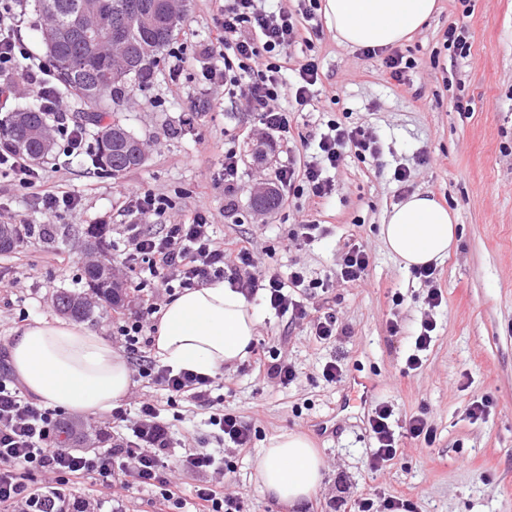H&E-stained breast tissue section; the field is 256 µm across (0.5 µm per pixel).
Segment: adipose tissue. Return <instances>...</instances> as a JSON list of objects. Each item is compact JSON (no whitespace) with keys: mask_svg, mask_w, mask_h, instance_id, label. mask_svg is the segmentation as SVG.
Here are the masks:
<instances>
[{"mask_svg":"<svg viewBox=\"0 0 512 512\" xmlns=\"http://www.w3.org/2000/svg\"><path fill=\"white\" fill-rule=\"evenodd\" d=\"M438 9V0H325L337 38L354 48L395 46ZM454 215L416 192L393 207L381 237L405 268L437 262L456 243ZM261 319L240 294L216 281L170 297L154 323L155 354L176 370L214 375L248 355ZM14 374L29 393L78 414L110 412L128 394L131 371L111 342L84 325L39 319L17 330L9 348ZM324 463L307 435L284 432L262 449L256 476L266 493L294 506L320 486Z\"/></svg>","mask_w":512,"mask_h":512,"instance_id":"adipose-tissue-1","label":"adipose tissue"}]
</instances>
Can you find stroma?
Listing matches in <instances>:
<instances>
[{
	"instance_id": "35a3bbf8",
	"label": "stroma",
	"mask_w": 512,
	"mask_h": 512,
	"mask_svg": "<svg viewBox=\"0 0 512 512\" xmlns=\"http://www.w3.org/2000/svg\"><path fill=\"white\" fill-rule=\"evenodd\" d=\"M440 7L412 38L384 54L339 43L323 10L298 27L288 49V66L303 59L319 63L321 80L309 104L298 106L284 95L279 105L290 116L291 133L267 130L257 117L229 97L222 84L204 77L215 41L214 0H190L185 21L162 52L143 88L113 116L148 143L138 168L112 176L97 169L93 142L77 155L63 145L41 163L43 185L25 187L0 169V211L15 224L51 225L52 240L34 235L9 255H0V276L14 279L11 293H0V352L13 335L34 320L57 317L53 298L60 292L87 294L83 275L86 229L105 226L107 258L123 277L127 225L148 223L152 230L195 211L212 213L217 237L252 239L258 261L278 270L303 269L328 292L311 288L302 299L308 308L329 307L350 333L317 341L308 321L279 315L260 299V336L294 365L296 380L281 386L264 379L244 360L216 375L220 409L251 427V448L236 454L220 443L210 425V409L186 400L168 401L160 386L140 380L132 394L151 392L162 419L184 448L224 453V482L243 497L248 512H354L364 498L373 512L383 500L402 496L417 512H512V0H439ZM466 25L467 57L448 50L451 24ZM416 60L404 83L391 80L386 55ZM361 126L377 139L376 158L347 154L328 175L335 190L316 202L308 190L291 189L277 208L254 209L249 189L264 175L316 154L329 122ZM273 144L267 162L253 157L257 144ZM241 159L240 184L233 211L224 209L222 175L225 150ZM410 170L408 182L394 178ZM74 195L77 210L47 211L43 190ZM161 194L172 207L164 218L142 220L129 212L123 190ZM415 192H429L456 215L458 240L436 264L443 301L427 304L428 287L388 252L379 230L393 206ZM313 221L324 233L310 244L291 238L295 225ZM369 257L360 281L338 276L350 245ZM437 324L423 363L407 370L405 358L425 317ZM397 321L398 333L389 330ZM340 359L347 378H369L373 403L392 406L397 426L425 414L435 430L432 445L404 440L393 464L371 472L373 447L367 411L351 406L345 382L327 383L324 365ZM486 401L480 417L469 410ZM81 430L67 439L68 449L96 451L97 429L106 415L80 416ZM111 425V424H108ZM114 438L129 437L127 422L111 425ZM283 431L305 433L324 460V479L312 501L295 508L268 495L255 465L268 439ZM184 448L170 452L177 462Z\"/></svg>"
}]
</instances>
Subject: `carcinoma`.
Listing matches in <instances>:
<instances>
[{
    "instance_id": "1",
    "label": "carcinoma",
    "mask_w": 512,
    "mask_h": 512,
    "mask_svg": "<svg viewBox=\"0 0 512 512\" xmlns=\"http://www.w3.org/2000/svg\"><path fill=\"white\" fill-rule=\"evenodd\" d=\"M90 2L101 4L109 12L112 30L121 33L130 46L149 41L154 47L150 59L131 79L114 80L106 85L102 84V80L111 69L109 59L97 52L95 46L83 37L73 33L48 51L59 85L77 96L85 107H94V110L82 113L79 120L84 125L96 127L95 165L116 174L135 167L137 162L129 149L127 128L116 120L102 124L105 107L119 103L125 89L140 87L147 82L159 53L173 40L178 26L186 18V12H181L175 19L161 15L157 25L146 27L132 23L131 16L149 0H52L59 19L73 23L77 22L83 6ZM46 127V114L41 112L38 104L30 103L6 116L5 120H0V142L15 150L22 147L29 156L43 157L50 152L44 147L41 137V131ZM33 233L34 228L29 225L23 228L16 224H0V253L11 252L24 237ZM84 273L91 296L61 292L54 298L58 311L78 319L92 318L95 310L104 304H118V288L121 287L120 283L111 279L108 265L103 261L86 265Z\"/></svg>"
}]
</instances>
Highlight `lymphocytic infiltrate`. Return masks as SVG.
Masks as SVG:
<instances>
[{
  "label": "lymphocytic infiltrate",
  "mask_w": 512,
  "mask_h": 512,
  "mask_svg": "<svg viewBox=\"0 0 512 512\" xmlns=\"http://www.w3.org/2000/svg\"><path fill=\"white\" fill-rule=\"evenodd\" d=\"M20 5L21 0H0V97L12 95L9 78L17 74L43 111L59 116L62 93L49 65L27 63L28 52L16 35ZM318 6L319 0H307L296 16L282 6L268 10L264 0H224L213 17L219 61L207 67L206 78L223 81L229 95L243 101L246 111L255 113L272 131L289 128L287 112L277 106L281 95L293 91L296 104L306 105L320 80L314 58L303 60L293 69L288 66L296 19L312 17ZM288 69L295 74L291 84L284 77ZM318 149L316 160L281 166L275 174L279 186L285 189L301 182L310 196L321 200L334 189L323 175L325 167H337L350 151L361 159L379 153L377 141L369 132L336 122L321 135ZM125 250L127 261L138 265L142 275L141 282L126 285L127 291L136 296L139 310L120 327V346L132 358L136 379L151 381L193 405L211 408V423L218 426L223 438L237 450H247L250 426L235 414L213 409V378L158 365L150 356L140 354V341L149 316L159 311L157 289L169 292L177 287L195 288L221 279L228 280L245 299L258 297L293 319L309 318L307 306L287 292L291 286L304 287L303 271L284 275L260 268L248 239L216 241L210 215L204 210L195 212L186 222L163 225L157 232L139 224L128 225ZM312 321L318 339L326 341L348 333L331 313H322ZM392 414L389 405L379 404L368 419L375 442L369 457L371 471H381L397 457ZM74 430L72 419L28 400L14 379L0 375V512H57L62 486L79 485L96 475L104 479L112 512H123L136 484L155 488L160 512H169L180 499V485L174 476L178 470L203 478L194 491V512H245L243 498L226 491L223 482L213 480V473L220 469L215 454L199 448L181 456L177 466L168 465L169 450L176 447L177 440L161 419L151 394H142L137 402L130 438L114 442L108 432H98L99 442L105 445L103 452L75 453L62 448V437ZM39 473L48 475L49 480L37 487L33 480ZM132 475L137 478L133 484L128 481Z\"/></svg>",
  "instance_id": "obj_1"
}]
</instances>
